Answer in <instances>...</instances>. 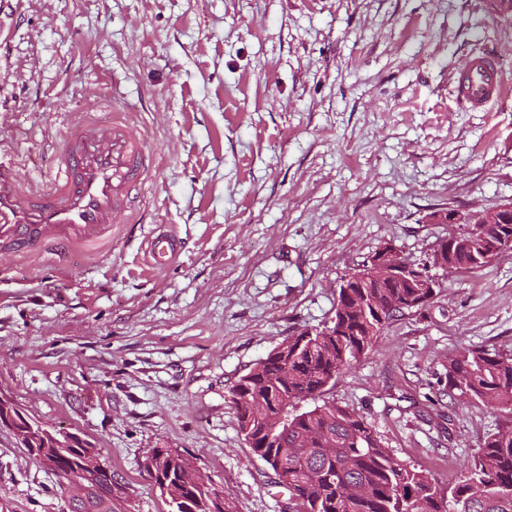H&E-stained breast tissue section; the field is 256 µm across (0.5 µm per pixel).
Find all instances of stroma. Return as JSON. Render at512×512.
I'll use <instances>...</instances> for the list:
<instances>
[{
    "label": "stroma",
    "mask_w": 512,
    "mask_h": 512,
    "mask_svg": "<svg viewBox=\"0 0 512 512\" xmlns=\"http://www.w3.org/2000/svg\"><path fill=\"white\" fill-rule=\"evenodd\" d=\"M479 55L509 86L487 112L454 90ZM95 103L132 114L155 162L109 242L0 249V397L111 463L112 512H170L153 448L184 451L237 512H287L230 391L329 324L367 257L427 259L454 231L429 213L512 203V18L489 0H7L0 158L51 191L41 175ZM160 225L181 253L155 270ZM440 277L322 399L444 493L512 417L448 393L459 348L512 354V251ZM0 512H68L5 429Z\"/></svg>",
    "instance_id": "obj_1"
}]
</instances>
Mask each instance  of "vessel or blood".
<instances>
[{
  "instance_id": "1",
  "label": "vessel or blood",
  "mask_w": 512,
  "mask_h": 512,
  "mask_svg": "<svg viewBox=\"0 0 512 512\" xmlns=\"http://www.w3.org/2000/svg\"><path fill=\"white\" fill-rule=\"evenodd\" d=\"M506 93L498 68L473 61L457 79L458 99L490 109ZM153 161L134 122L78 124L58 147L51 171L54 192L25 187L0 162V246L34 253L64 246L74 250L111 239L112 227L129 220L135 193ZM180 252L177 235L156 230L147 242L152 268L170 266Z\"/></svg>"
}]
</instances>
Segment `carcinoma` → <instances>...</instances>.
<instances>
[{"mask_svg":"<svg viewBox=\"0 0 512 512\" xmlns=\"http://www.w3.org/2000/svg\"><path fill=\"white\" fill-rule=\"evenodd\" d=\"M511 224H473L448 242L442 261L464 269L490 263L495 244H508ZM432 288L388 280H357L339 290L335 318L302 332L287 351H271L232 389L239 431L288 494L293 512H512V425L489 434L472 462L442 496L430 476L397 462L359 414L318 404L325 388L372 347L394 314L422 306ZM512 411V355L462 348L448 356V393ZM313 403L303 411L300 404ZM48 469L65 458L72 479L83 478L87 448H29ZM155 470L168 479L172 512H234L217 502L181 452L168 449Z\"/></svg>","mask_w":512,"mask_h":512,"instance_id":"cac0c4a2","label":"carcinoma"}]
</instances>
